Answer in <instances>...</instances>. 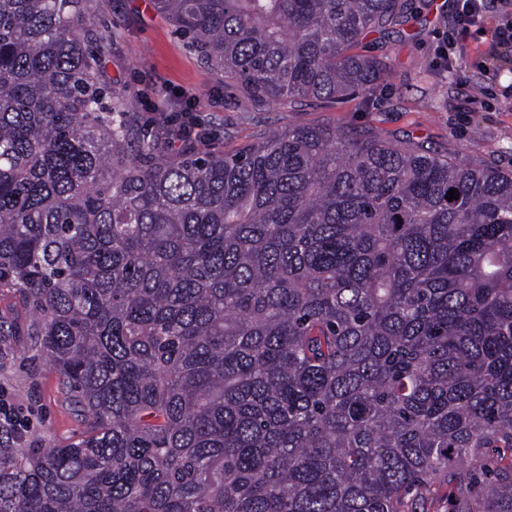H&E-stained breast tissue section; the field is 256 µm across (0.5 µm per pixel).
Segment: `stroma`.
Returning a JSON list of instances; mask_svg holds the SVG:
<instances>
[{"label": "stroma", "instance_id": "stroma-1", "mask_svg": "<svg viewBox=\"0 0 512 512\" xmlns=\"http://www.w3.org/2000/svg\"><path fill=\"white\" fill-rule=\"evenodd\" d=\"M452 5L453 0H407L396 25L360 44V51L381 57L391 70L366 100L284 98L269 104L225 86L223 71L191 51L151 0H93L96 18L113 31L99 77L130 97L133 122H150L163 103L169 114L203 124L207 135L197 142L202 150L232 153L272 127L331 126L512 173V53L499 43L496 12L455 32L448 26ZM450 39L456 59L449 66L439 49ZM0 388L27 420V437L37 447L80 433L79 417L43 362L29 359L1 371Z\"/></svg>", "mask_w": 512, "mask_h": 512}]
</instances>
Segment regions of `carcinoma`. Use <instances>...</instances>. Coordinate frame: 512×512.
Instances as JSON below:
<instances>
[{
    "mask_svg": "<svg viewBox=\"0 0 512 512\" xmlns=\"http://www.w3.org/2000/svg\"><path fill=\"white\" fill-rule=\"evenodd\" d=\"M90 2L0 0V370L83 425L0 430V512H512V174L329 126L163 157ZM154 8L270 101L390 76L397 0ZM23 368L15 361L0 372L1 392L7 390L10 403L29 428L28 440L35 446L49 448L74 439L82 430L80 418L64 402L57 375L39 360H26ZM0 393V427L10 429L19 439L25 438V424Z\"/></svg>",
    "mask_w": 512,
    "mask_h": 512,
    "instance_id": "cac0c4a2",
    "label": "carcinoma"
}]
</instances>
